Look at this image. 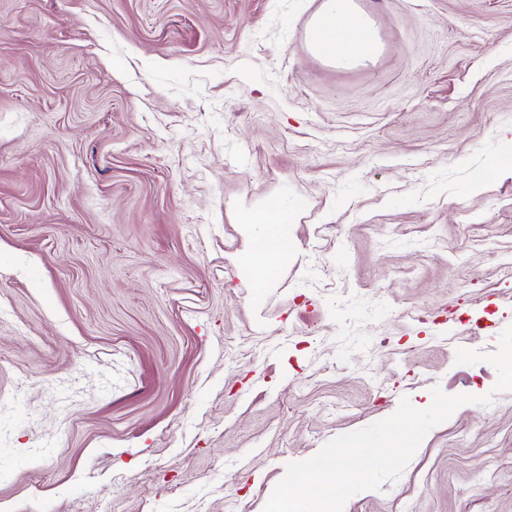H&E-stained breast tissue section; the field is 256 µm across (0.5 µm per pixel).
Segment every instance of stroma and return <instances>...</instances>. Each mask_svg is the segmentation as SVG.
Returning <instances> with one entry per match:
<instances>
[{
  "label": "stroma",
  "mask_w": 512,
  "mask_h": 512,
  "mask_svg": "<svg viewBox=\"0 0 512 512\" xmlns=\"http://www.w3.org/2000/svg\"><path fill=\"white\" fill-rule=\"evenodd\" d=\"M321 3L0 0V512H263L401 397L493 393L455 355L512 325V0H357L350 69ZM494 395L344 512H512ZM309 43L316 56L339 68L366 64L379 50L377 28L354 0H323L310 25ZM299 206L289 203L287 199L275 197L264 208L267 224L264 232L250 241L246 260L251 270L261 282L272 278L270 271L278 269L281 259L288 256L291 242L285 231L286 224H292Z\"/></svg>",
  "instance_id": "obj_1"
}]
</instances>
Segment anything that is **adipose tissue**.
<instances>
[{
    "label": "adipose tissue",
    "instance_id": "obj_1",
    "mask_svg": "<svg viewBox=\"0 0 512 512\" xmlns=\"http://www.w3.org/2000/svg\"><path fill=\"white\" fill-rule=\"evenodd\" d=\"M309 43L316 56L339 68L366 64L379 50L377 28L354 0H323L310 25ZM297 210V204L279 197L266 203V228L251 239L246 254L259 281L270 280L272 269L278 268L290 251L285 226L292 223Z\"/></svg>",
    "mask_w": 512,
    "mask_h": 512
}]
</instances>
